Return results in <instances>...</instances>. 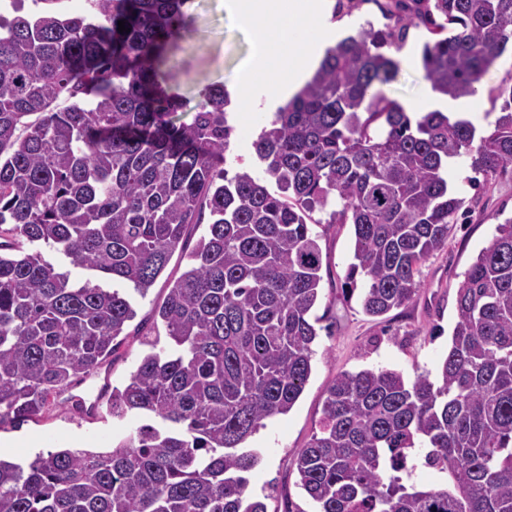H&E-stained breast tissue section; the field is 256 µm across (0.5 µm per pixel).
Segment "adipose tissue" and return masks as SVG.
Returning <instances> with one entry per match:
<instances>
[{"label":"adipose tissue","mask_w":512,"mask_h":512,"mask_svg":"<svg viewBox=\"0 0 512 512\" xmlns=\"http://www.w3.org/2000/svg\"><path fill=\"white\" fill-rule=\"evenodd\" d=\"M334 0H224L237 25L253 34V52L229 93L244 120L271 114L298 94L319 69L327 47L349 34L333 18ZM309 37L297 44L293 30Z\"/></svg>","instance_id":"obj_1"}]
</instances>
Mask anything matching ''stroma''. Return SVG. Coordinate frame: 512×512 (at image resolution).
Segmentation results:
<instances>
[{"label": "stroma", "instance_id": "1", "mask_svg": "<svg viewBox=\"0 0 512 512\" xmlns=\"http://www.w3.org/2000/svg\"><path fill=\"white\" fill-rule=\"evenodd\" d=\"M185 11L189 23L173 41L179 66L170 82L172 93L182 101L174 115L179 122L190 121L208 87L235 82L253 42L252 34L239 28L225 12L224 0H188ZM394 57L402 65L396 81L386 88L390 96L405 105L430 91L422 67L403 62L402 52H395ZM505 83H512L511 47L482 79L484 121L496 118L501 105L498 89ZM472 175L464 158L449 168L448 177L469 208L467 217L454 225L447 247L422 266V289L415 300L378 318L366 316L358 301L347 299L341 290L353 260L352 225H313L323 267L321 298L312 311L320 319L312 373L292 410L268 420L248 443L260 455L250 474L249 490L264 498L267 512H314V503L297 485L295 458L318 432L325 391L340 373L382 367L397 370L410 380L420 374H436L456 322L457 288L480 250L490 243L495 226L512 217V172L475 187L469 183ZM184 267L180 254H173L147 296L138 301V315L128 324L116 352L97 373L73 388V396L84 404L83 411H74L71 403L62 401L21 427L0 426V438L12 439L14 444L9 460L27 461L60 448L104 450L141 425V417L118 421L91 411L90 406L108 402L112 389L122 387L135 369L145 352L142 335L153 327L152 311L161 305L170 281Z\"/></svg>", "mask_w": 512, "mask_h": 512}]
</instances>
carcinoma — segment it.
<instances>
[{
    "instance_id": "obj_1",
    "label": "carcinoma",
    "mask_w": 512,
    "mask_h": 512,
    "mask_svg": "<svg viewBox=\"0 0 512 512\" xmlns=\"http://www.w3.org/2000/svg\"><path fill=\"white\" fill-rule=\"evenodd\" d=\"M24 2L0 11V425L55 406L111 357L185 228L206 210L211 222L155 310L169 347L145 338L109 398L112 417L150 422L103 451L0 458V512H267L249 491L247 442L312 372L322 251L310 225L353 226L342 290L380 317L419 294L422 265L458 223L448 161L468 158L486 182L512 166V85L479 137L441 112L414 120L384 90L399 70L385 49L424 27L433 89L471 96L512 43V0H394V24L328 48L253 142L273 193L225 168L224 87L190 122L171 118L154 61L186 26V0H88L74 17L52 8L61 0H32L50 5L33 15ZM456 308L436 379L368 368L327 388L295 459L316 512H512V217ZM419 448L446 483L412 480Z\"/></svg>"
}]
</instances>
